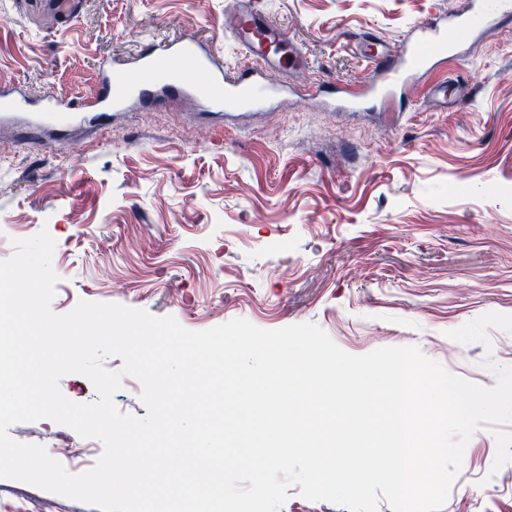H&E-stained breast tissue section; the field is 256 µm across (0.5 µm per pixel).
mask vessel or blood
Masks as SVG:
<instances>
[{
    "label": "vessel or blood",
    "mask_w": 512,
    "mask_h": 512,
    "mask_svg": "<svg viewBox=\"0 0 512 512\" xmlns=\"http://www.w3.org/2000/svg\"><path fill=\"white\" fill-rule=\"evenodd\" d=\"M229 16L231 34L242 50L234 69H227L209 45L185 37L170 45L147 47L130 61H103L98 92L86 102L56 98L33 111L24 88L0 87V123L16 125L24 136L40 139L52 130L106 121L132 99L152 103L192 99L209 114L259 110L290 95L337 94L348 107L375 98L388 103L412 77L428 71L432 61L512 18V0H497L491 11L486 10L485 0H473L468 11L415 29L394 49L372 35H362L359 51L373 77L344 92L330 81L310 86L287 83L284 74L287 67L296 66L297 52L282 61L264 50L265 45L284 42L283 33L263 23L261 12L249 6L235 5Z\"/></svg>",
    "instance_id": "1"
}]
</instances>
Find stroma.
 <instances>
[{
    "label": "stroma",
    "mask_w": 512,
    "mask_h": 512,
    "mask_svg": "<svg viewBox=\"0 0 512 512\" xmlns=\"http://www.w3.org/2000/svg\"><path fill=\"white\" fill-rule=\"evenodd\" d=\"M469 0H256L306 59L291 78H367L355 38L397 46ZM227 0H0V86L88 100L102 60L187 35L235 65ZM459 83L448 107L430 86ZM191 104H129L55 148L0 126V252L48 230L51 308L117 303L192 331L236 318L322 328L344 351L414 346L484 388L512 367V23L417 75L401 103L343 111L311 100L201 125ZM49 420L10 427L57 454ZM0 512H99L0 479ZM441 512H512V424L483 425Z\"/></svg>",
    "instance_id": "stroma-1"
}]
</instances>
